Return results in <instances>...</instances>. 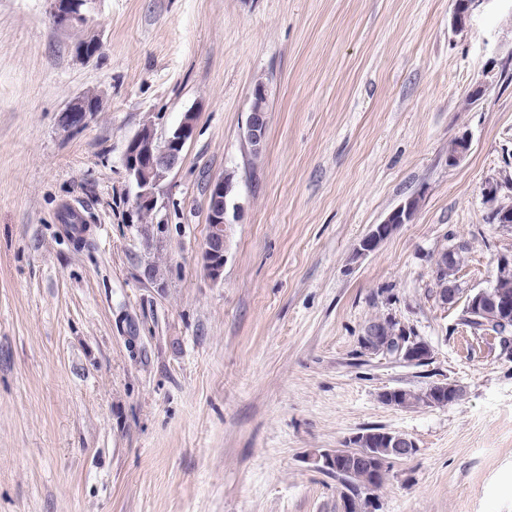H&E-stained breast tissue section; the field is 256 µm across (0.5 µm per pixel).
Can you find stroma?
Instances as JSON below:
<instances>
[{"instance_id": "35a3bbf8", "label": "stroma", "mask_w": 512, "mask_h": 512, "mask_svg": "<svg viewBox=\"0 0 512 512\" xmlns=\"http://www.w3.org/2000/svg\"><path fill=\"white\" fill-rule=\"evenodd\" d=\"M454 5L99 0L102 54L84 63L52 0H0V512H344L310 457L370 427L417 446L378 512H512V355L462 321L512 255L483 199L512 179V0H479L462 30ZM89 91L103 112L64 132ZM189 110L194 137L141 221L125 143ZM225 173L240 209L215 283L199 255ZM412 195L413 219L360 254ZM461 242L445 304L434 261ZM387 317L428 342L427 365L364 350ZM435 383L459 399H380ZM266 85L256 81L250 96V110L246 127L242 131L244 141L249 144L254 153H261L266 140L268 126V109ZM253 155L259 158L260 155ZM87 93L72 101L58 116V124L65 132H72L82 127H86L94 119L95 112L103 111L101 100L91 101L93 103L92 112L87 108ZM86 95V96H85ZM403 206L404 203L394 208L380 224L374 225L371 232L360 243L359 251L361 254L366 255L375 251L392 234L399 226L395 223L398 221V213Z\"/></svg>"}]
</instances>
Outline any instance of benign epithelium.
Wrapping results in <instances>:
<instances>
[{
	"instance_id": "benign-epithelium-1",
	"label": "benign epithelium",
	"mask_w": 512,
	"mask_h": 512,
	"mask_svg": "<svg viewBox=\"0 0 512 512\" xmlns=\"http://www.w3.org/2000/svg\"><path fill=\"white\" fill-rule=\"evenodd\" d=\"M98 0H65L63 8L52 9V21L57 30L70 33L84 31L83 41L92 46L100 43L93 21ZM95 113L87 108V96L81 95L72 101L58 116V124L65 132L85 127L94 119ZM268 109L266 85L256 81L250 96V110L246 127L242 131L244 141L255 153H261L266 140ZM196 128V113H183L179 123L167 134L159 136L152 123L143 124L130 137L123 153V165L129 180L137 187L135 203L144 210H154L157 203L156 191L169 175L180 165L183 151L192 140ZM233 191V176L224 174L212 178L207 186L208 234L200 252L201 264L210 280L221 281L228 249L226 224ZM400 208L393 209L381 223L374 225L371 232L361 241L359 251L368 254L375 251L397 228ZM486 304L477 298L470 303V321L484 327L495 328L502 350L512 353V320L505 319L508 308L502 312L485 310ZM376 354L393 357L408 364L424 361V354L408 344L401 336L384 341ZM365 433L352 435L343 449H326L316 453L313 463L319 470L340 471L352 459L371 457V449L364 447ZM384 441L391 442L398 456L405 459L415 455L416 444L405 434L385 432L379 434Z\"/></svg>"
}]
</instances>
